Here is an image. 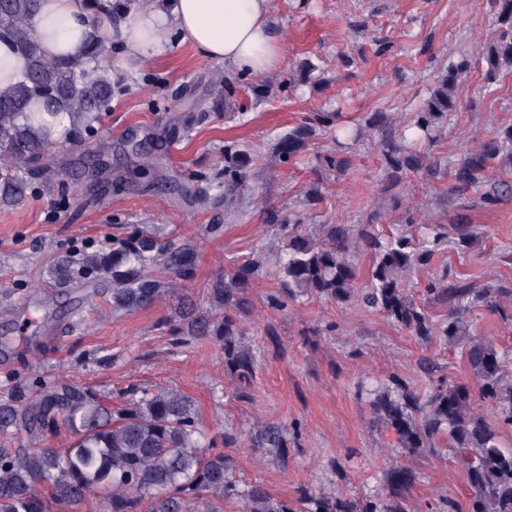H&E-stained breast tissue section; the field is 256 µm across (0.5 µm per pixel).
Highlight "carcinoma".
<instances>
[{
  "mask_svg": "<svg viewBox=\"0 0 512 512\" xmlns=\"http://www.w3.org/2000/svg\"><path fill=\"white\" fill-rule=\"evenodd\" d=\"M39 0H0V38L28 61L23 77L0 90V206L14 207L31 189L32 177L48 168L54 145L50 129L31 123L26 112L38 99L68 106L71 139L78 142L90 131L101 113L112 109L118 89L112 84L106 63L112 47L90 34L75 58H49L32 37ZM496 19L495 38L482 51L492 85L501 73L512 72V0H492ZM470 68L463 57L448 63L435 80L408 132L387 135L381 145L385 189L400 185L407 175L423 167L435 173L438 164L427 163L414 149L422 140L436 141L448 115L461 108L459 78ZM335 112H313L283 135L277 143L284 158L293 159L305 149L317 128L334 126ZM360 128L336 129V155L326 166L343 173L351 166L348 149L359 141ZM512 150V126L452 162L455 188L493 201L500 184L489 176L492 162ZM251 155L235 142H224V189L246 186ZM265 223L276 226L286 240L280 251L277 290L265 295L267 307L284 310L302 294L336 302L348 301L356 288L358 270L350 260L349 243L356 241L373 254L361 300L383 313L409 335L421 341L437 338L456 343L473 382L438 380L420 391L397 376L371 392L370 405L396 430L400 447L410 454L451 448L462 470L470 495L465 512H512V447L499 442V429L512 426V382L504 375L505 352L483 338L461 340L463 317L475 306L501 313L498 298L510 296L505 288H475L457 280L430 288L432 300L448 307L441 320L428 314L410 295L401 280L407 271L425 269L446 238L440 224L428 227L420 237L411 230L385 235L372 224L324 225L323 238L315 242L301 225L287 224L281 212L271 209ZM456 244L463 246L477 236L474 226L462 220L454 228ZM195 249L189 243L160 242L136 226L124 239L78 258L65 257L50 270L52 278L106 275L111 279L112 309L137 311L156 306L178 280L190 276ZM256 262L232 261L216 278L210 292L213 307L201 312L191 298L181 300L179 322L167 323L177 344L213 339L223 354L224 369L243 396L257 369L253 351L241 342L237 311L248 307L243 287L260 276ZM63 419L74 433L63 449L31 448L21 435L52 427ZM15 433L0 439V512H53V505L82 502L95 489L108 502V512H225L226 505L243 500L245 512H410L408 491L412 473L396 465L389 475L388 492L363 501L336 495H302L296 501L275 499L262 485L245 491L228 478L231 455L226 448L243 444L264 454L285 458L288 428L268 422L248 437L226 430L222 447L212 441L203 446L194 405L173 388L151 392L133 389L121 407L109 408L87 388L64 385L44 394L27 411L0 403V429Z\"/></svg>",
  "mask_w": 512,
  "mask_h": 512,
  "instance_id": "cac0c4a2",
  "label": "carcinoma"
}]
</instances>
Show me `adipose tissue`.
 <instances>
[{"instance_id": "adipose-tissue-1", "label": "adipose tissue", "mask_w": 512, "mask_h": 512, "mask_svg": "<svg viewBox=\"0 0 512 512\" xmlns=\"http://www.w3.org/2000/svg\"><path fill=\"white\" fill-rule=\"evenodd\" d=\"M95 7L94 0H39L33 32L44 53L75 55L93 32L102 42L119 43L114 65L128 73L176 37L202 58L245 76L262 77L283 63L272 0H171L166 7L122 0L116 22L98 27L92 24Z\"/></svg>"}]
</instances>
